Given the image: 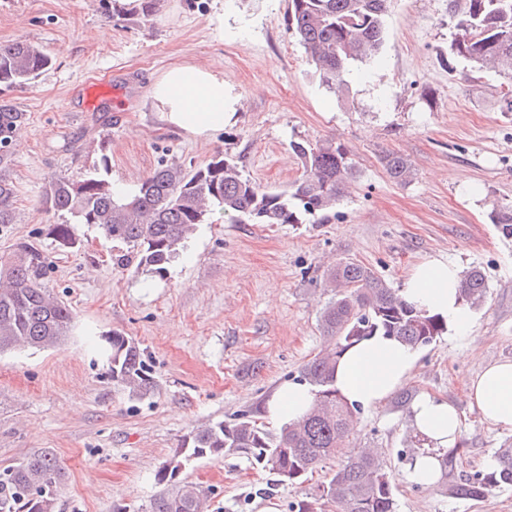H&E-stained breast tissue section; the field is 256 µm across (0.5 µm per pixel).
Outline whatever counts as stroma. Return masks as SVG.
I'll return each instance as SVG.
<instances>
[{
  "mask_svg": "<svg viewBox=\"0 0 512 512\" xmlns=\"http://www.w3.org/2000/svg\"><path fill=\"white\" fill-rule=\"evenodd\" d=\"M145 4L0 0V45L22 38L52 59L31 86L5 94L28 123L10 168L18 221L0 230V256L35 243L50 261L45 288L74 314L59 345L0 354V469L48 448L64 469L55 512H148L157 472L191 432L243 412L266 423L268 400L299 380L325 343L318 313L334 261L353 259L399 289L412 265L436 256L479 268L488 298L471 341L443 335L421 348L408 391L457 404L458 471L484 469L512 430L483 423L463 383L485 363L512 360V237L492 222L512 203V112L502 101L512 80L449 60V0H391L378 56L351 67L342 95L306 63L288 0H156L148 15ZM182 62L221 68L237 100L235 123L213 141L157 118L149 81ZM100 141L115 183H139L165 163L196 167L220 150L252 181L283 189L302 174L294 141L341 145L356 176L324 220L233 224L214 215L165 277L143 280L113 265L111 241L93 227L76 225L80 249L58 248L49 227L63 218L39 207L51 177L98 164ZM388 151L408 160L412 181L389 177ZM115 333L144 351L155 381L145 398L112 384L105 349ZM408 413L391 398L361 410L350 439L383 451L398 512H512L510 489L473 502L410 483ZM334 467L278 485L246 458L206 455L177 479L202 486L209 512H289Z\"/></svg>",
  "mask_w": 512,
  "mask_h": 512,
  "instance_id": "35a3bbf8",
  "label": "stroma"
}]
</instances>
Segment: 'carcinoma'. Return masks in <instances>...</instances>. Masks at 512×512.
Segmentation results:
<instances>
[{
  "label": "carcinoma",
  "instance_id": "1",
  "mask_svg": "<svg viewBox=\"0 0 512 512\" xmlns=\"http://www.w3.org/2000/svg\"><path fill=\"white\" fill-rule=\"evenodd\" d=\"M288 29L304 49L323 85L333 92L346 86L351 64L373 59L383 42L389 0H288ZM457 34L451 52L479 70H494L512 79V0H452ZM52 65L51 57L23 39L0 45V92L23 88ZM26 113L0 101V136L18 143ZM292 152L303 173L285 190L265 188L245 177L238 164L218 152L206 163L186 169L165 165L144 178L137 189L117 195L99 171L77 177L57 176L45 185L42 208L69 215L53 224L50 235L66 249L81 239L73 224H89L107 240L125 246L113 261L132 271L163 277L185 248L197 225L218 212L234 224H300L307 215L326 213L342 200L355 166L347 152L332 142H294ZM12 150H0V228L16 223L17 189L10 177ZM381 162L389 176L405 183L411 166L400 154L387 152ZM503 235L512 237V205L492 214ZM47 255L35 244H15L9 259L0 260V354L15 348L45 349L68 336L73 312L43 287ZM332 297L318 322L329 337L326 350L308 361L301 380L313 387L310 412L294 424L272 432L248 414L230 423L218 422L190 434L180 453L157 473L159 493L150 512H202L204 491L196 484L172 483V473L194 453L240 455L276 477L279 484L299 485L324 461L337 465L317 491L291 505L290 512H397L392 475L376 453L350 448L349 437L360 408L345 401L333 386L337 357L352 344L383 334L422 348L448 331L438 317L405 303L370 268L342 259L326 278ZM470 305L482 306L488 296L484 273L466 272L458 288ZM109 375L112 384L135 397L153 392L155 382L135 341L111 336ZM460 448L439 456V491L445 496L481 500L491 491L512 487V441L493 455L495 465L471 475L457 474ZM64 473L56 455L35 452L0 470V512H54Z\"/></svg>",
  "mask_w": 512,
  "mask_h": 512
}]
</instances>
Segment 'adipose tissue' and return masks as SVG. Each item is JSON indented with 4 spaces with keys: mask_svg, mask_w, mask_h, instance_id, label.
Instances as JSON below:
<instances>
[{
    "mask_svg": "<svg viewBox=\"0 0 512 512\" xmlns=\"http://www.w3.org/2000/svg\"><path fill=\"white\" fill-rule=\"evenodd\" d=\"M149 95L164 124L196 140L209 139L235 118L229 110L224 74L213 66L184 63L170 67L151 80ZM460 277L458 265L432 257L412 266L400 294L417 309L446 320L454 337L466 340L474 331L475 317L458 295ZM418 360L417 349L374 336L342 354L335 386L348 402L374 408L414 381ZM465 390L469 404L479 410L484 422L512 430V361L486 364L468 379ZM313 399L311 387L284 383L268 403L266 416L279 426L300 420ZM409 424L427 439L431 450L414 458L408 479L419 486H437L440 470L436 454L458 446L459 409L454 402L424 395L412 405Z\"/></svg>",
    "mask_w": 512,
    "mask_h": 512,
    "instance_id": "obj_1",
    "label": "adipose tissue"
}]
</instances>
